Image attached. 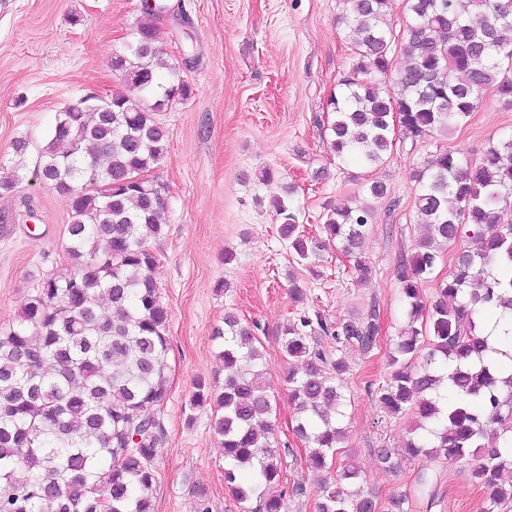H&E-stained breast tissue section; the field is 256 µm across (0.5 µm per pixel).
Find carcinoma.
Returning a JSON list of instances; mask_svg holds the SVG:
<instances>
[{"instance_id":"carcinoma-1","label":"carcinoma","mask_w":512,"mask_h":512,"mask_svg":"<svg viewBox=\"0 0 512 512\" xmlns=\"http://www.w3.org/2000/svg\"><path fill=\"white\" fill-rule=\"evenodd\" d=\"M340 4L336 23L349 31L353 63L330 99L337 157L385 162L395 111L417 141L465 122L488 92L512 108V0H403V28L391 20L392 0ZM111 64L138 95L69 104L38 156V175L66 199L70 220L64 262L42 275L17 320L0 329V512H153L161 439L154 410L168 393L170 312L149 241L163 234L168 187L127 180L156 172L169 145L158 115L188 99L190 87L165 61L151 20L137 25ZM415 178L416 208L429 231L397 271L408 322L393 340L394 370L378 400L394 418L417 414L405 440L409 456L466 463L489 491L486 512H496L512 499V486L501 484L512 467V369L488 360L497 349L478 328L490 312L512 318V136L475 162L441 152ZM107 182L106 197L100 186ZM274 207L280 236L306 267H317L324 244L299 230L284 199ZM370 219L368 207L343 204L324 221L362 282L372 273L363 256ZM450 247L454 270L428 304L420 283ZM104 299L115 316L101 315ZM319 330L367 351L378 314L333 330L320 314L304 315L280 336L284 355L305 366L288 376V393L303 414L296 433L312 444L309 466L336 463V477L321 484L318 512H378L373 495L358 487L359 463L336 458L345 436L336 425L344 407L336 379L347 366L310 345ZM215 338L224 383L198 382L191 407H212L224 484L243 512H281L282 461L268 423L262 352L233 314ZM246 465L250 483L238 481L237 467Z\"/></svg>"}]
</instances>
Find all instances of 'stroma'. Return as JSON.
I'll use <instances>...</instances> for the list:
<instances>
[{"label": "stroma", "instance_id": "1", "mask_svg": "<svg viewBox=\"0 0 512 512\" xmlns=\"http://www.w3.org/2000/svg\"><path fill=\"white\" fill-rule=\"evenodd\" d=\"M155 20L159 45L191 94L162 112L168 151L157 168L168 186L167 224L152 249L163 303L171 315L168 394L155 417L163 429L156 450L154 512H239L224 485V449L210 412H190L198 379L223 368L214 328L225 313L238 316L261 343V368L272 399L273 432L282 453L283 512H318L319 477L306 465L308 445L294 432L297 411L289 370L301 364L281 350L288 322L320 312L336 324L380 311L375 345L365 351L319 336L317 348L345 360L339 458L364 470L362 486L380 512L405 497V512H484L488 501L469 466L402 456L414 413L391 418L377 391L390 376L393 338L406 325L396 268L426 233L415 205V170L448 150L476 159L489 142L512 136V109L486 97L465 124L412 142L397 136L391 157L377 167L340 161L330 148L329 100L353 62L350 42L336 24L339 0H167ZM144 7L136 0H0V161L28 143L24 179L0 193L9 218L0 235V328L12 324L42 273L59 264L69 208L36 177L39 151L58 112L87 96L107 97L126 85L110 66L113 51L131 38ZM270 172L263 181L262 172ZM387 188L369 194L371 183ZM288 199L301 230L321 237L323 216L339 204H364L372 218L365 257L372 268L360 282L339 244L327 246L318 274L299 264L278 232L272 202ZM235 255L225 262V251ZM302 288L304 303L291 298ZM399 454L397 469L379 465L377 451ZM436 484L435 503L416 489L419 470Z\"/></svg>", "mask_w": 512, "mask_h": 512}]
</instances>
